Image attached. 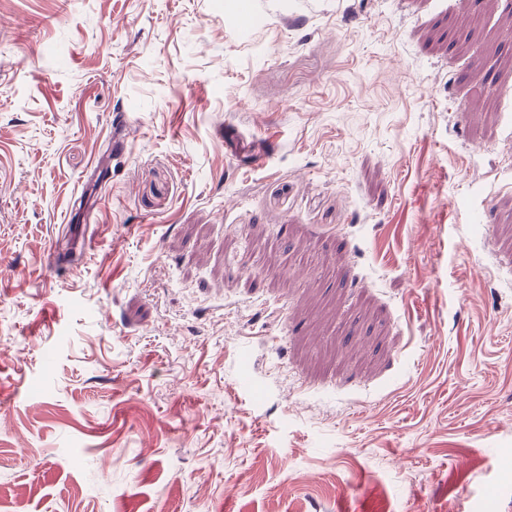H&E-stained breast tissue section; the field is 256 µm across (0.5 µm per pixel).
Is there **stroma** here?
I'll return each instance as SVG.
<instances>
[{"label":"stroma","instance_id":"stroma-1","mask_svg":"<svg viewBox=\"0 0 512 512\" xmlns=\"http://www.w3.org/2000/svg\"><path fill=\"white\" fill-rule=\"evenodd\" d=\"M0 512H512L504 0H0Z\"/></svg>","mask_w":512,"mask_h":512}]
</instances>
